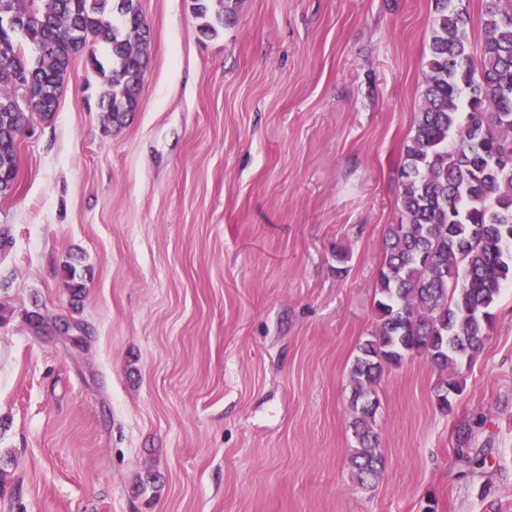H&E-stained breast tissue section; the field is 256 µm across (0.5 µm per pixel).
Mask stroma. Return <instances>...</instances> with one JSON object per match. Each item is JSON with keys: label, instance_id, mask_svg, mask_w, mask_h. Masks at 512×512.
<instances>
[{"label": "stroma", "instance_id": "1", "mask_svg": "<svg viewBox=\"0 0 512 512\" xmlns=\"http://www.w3.org/2000/svg\"><path fill=\"white\" fill-rule=\"evenodd\" d=\"M140 5L137 110L104 130L77 57L0 196V512H512V290L451 410L405 360L349 467L432 0H237L211 38Z\"/></svg>", "mask_w": 512, "mask_h": 512}]
</instances>
